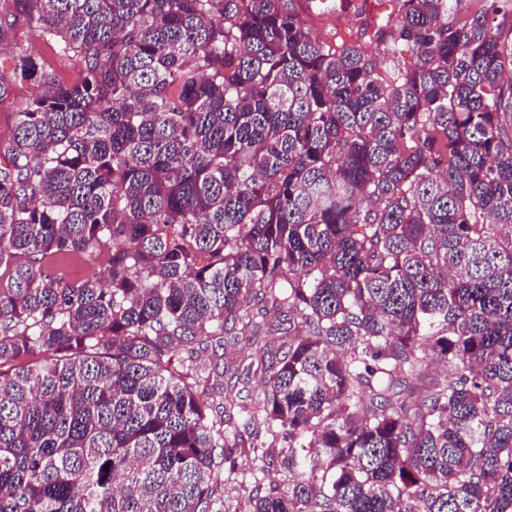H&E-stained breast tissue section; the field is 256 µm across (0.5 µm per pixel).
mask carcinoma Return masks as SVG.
I'll list each match as a JSON object with an SVG mask.
<instances>
[{
  "mask_svg": "<svg viewBox=\"0 0 512 512\" xmlns=\"http://www.w3.org/2000/svg\"><path fill=\"white\" fill-rule=\"evenodd\" d=\"M16 2L82 78L10 64L0 512H224L237 453L249 512H512V0H397L385 76L292 0ZM10 87L8 96L0 99V139L10 134L14 112L22 110L28 100L38 93V86L30 81L14 82ZM104 268L102 258L89 260L82 254L68 250L58 251L55 256V269L66 281L86 280L94 273L103 272Z\"/></svg>",
  "mask_w": 512,
  "mask_h": 512,
  "instance_id": "1",
  "label": "carcinoma"
}]
</instances>
